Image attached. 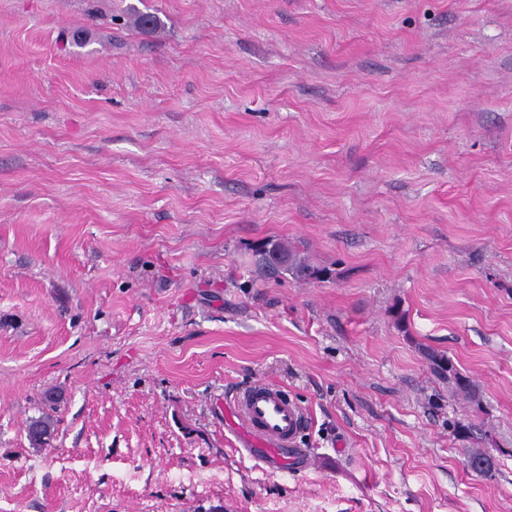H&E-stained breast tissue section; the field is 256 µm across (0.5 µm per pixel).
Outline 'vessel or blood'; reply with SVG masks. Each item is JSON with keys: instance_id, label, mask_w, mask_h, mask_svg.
Instances as JSON below:
<instances>
[{"instance_id": "b4317fda", "label": "vessel or blood", "mask_w": 512, "mask_h": 512, "mask_svg": "<svg viewBox=\"0 0 512 512\" xmlns=\"http://www.w3.org/2000/svg\"><path fill=\"white\" fill-rule=\"evenodd\" d=\"M226 423L260 449L270 468L286 465L289 450L307 423L304 410L279 386L256 382L230 403Z\"/></svg>"}]
</instances>
